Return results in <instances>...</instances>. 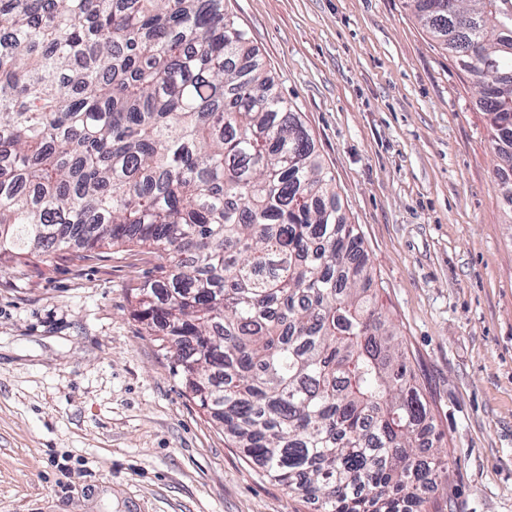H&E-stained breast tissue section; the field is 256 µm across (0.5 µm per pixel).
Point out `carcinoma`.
Segmentation results:
<instances>
[{
  "label": "carcinoma",
  "mask_w": 512,
  "mask_h": 512,
  "mask_svg": "<svg viewBox=\"0 0 512 512\" xmlns=\"http://www.w3.org/2000/svg\"><path fill=\"white\" fill-rule=\"evenodd\" d=\"M512 172V0H408ZM148 245L134 316L321 512H426L427 402L298 113L224 0H0V257Z\"/></svg>",
  "instance_id": "cac0c4a2"
}]
</instances>
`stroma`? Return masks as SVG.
<instances>
[{"instance_id":"1","label":"stroma","mask_w":512,"mask_h":512,"mask_svg":"<svg viewBox=\"0 0 512 512\" xmlns=\"http://www.w3.org/2000/svg\"><path fill=\"white\" fill-rule=\"evenodd\" d=\"M299 112L447 452L430 512H512V211L489 118L406 0H226ZM138 246L0 261V512H319L197 406Z\"/></svg>"}]
</instances>
